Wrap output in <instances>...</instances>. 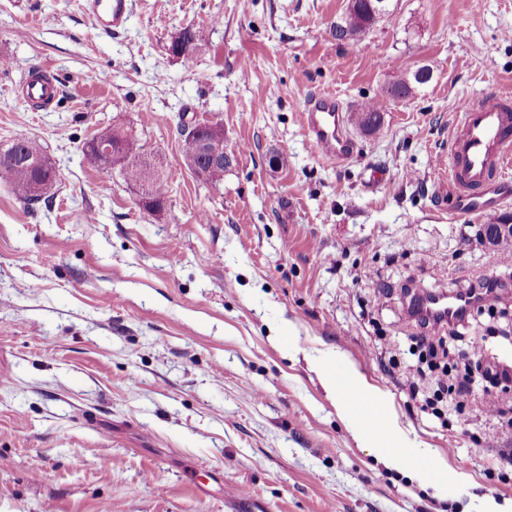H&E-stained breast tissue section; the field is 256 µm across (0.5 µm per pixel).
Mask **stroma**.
<instances>
[{"mask_svg": "<svg viewBox=\"0 0 512 512\" xmlns=\"http://www.w3.org/2000/svg\"><path fill=\"white\" fill-rule=\"evenodd\" d=\"M83 0H0V147L28 132L58 180L34 208L0 179V512H482L512 500V264L474 241L512 225V198L450 212L435 161L461 102L512 89V0H391L355 41L348 0H129L122 30ZM201 39L191 65L169 46ZM375 133L360 105L401 70ZM46 67L47 109L21 91ZM332 94L356 143L333 163L308 137L306 100ZM217 118L233 162L219 187L183 162L181 112ZM134 127L159 156L166 205L143 210L120 171L82 147ZM498 297L452 329L448 374L472 404L439 420L412 396L424 331L408 290L484 279ZM328 362L313 364L318 352ZM349 367L396 424L366 433L326 385ZM497 395L496 411L476 403ZM381 448L465 474L436 490ZM237 492L239 503L225 502ZM432 70L429 66H420L418 70L402 71L392 82V97L407 98L415 91L432 80Z\"/></svg>", "mask_w": 512, "mask_h": 512, "instance_id": "stroma-1", "label": "stroma"}]
</instances>
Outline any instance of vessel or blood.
I'll return each mask as SVG.
<instances>
[{
    "label": "vessel or blood",
    "instance_id": "vessel-or-blood-1",
    "mask_svg": "<svg viewBox=\"0 0 512 512\" xmlns=\"http://www.w3.org/2000/svg\"><path fill=\"white\" fill-rule=\"evenodd\" d=\"M83 5L97 26L108 32L123 28L128 17L127 0H83ZM25 95L31 101L57 98L59 88L52 73L43 69L31 75ZM301 118L309 138L325 157L336 161L350 158L355 144L344 131L341 107L334 95L311 98ZM450 141L452 159L444 175L448 198L452 212L468 214L489 205L493 195L504 190L506 172L512 169V93L503 91L463 104ZM483 299L477 288L448 294L417 288L410 307L419 316L452 322ZM336 385L355 411L366 413V425L380 431L383 419L379 405L368 402L344 370H337Z\"/></svg>",
    "mask_w": 512,
    "mask_h": 512
}]
</instances>
